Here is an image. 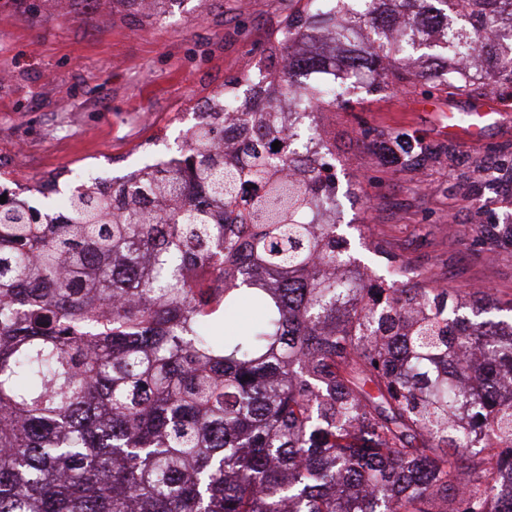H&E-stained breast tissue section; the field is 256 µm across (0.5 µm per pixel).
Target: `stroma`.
I'll return each instance as SVG.
<instances>
[{
	"label": "stroma",
	"mask_w": 512,
	"mask_h": 512,
	"mask_svg": "<svg viewBox=\"0 0 512 512\" xmlns=\"http://www.w3.org/2000/svg\"><path fill=\"white\" fill-rule=\"evenodd\" d=\"M286 0H169L150 22L116 0L89 19L32 15L0 7V168L26 185L57 184L67 173L120 179L177 156L199 102L247 70L273 39ZM416 95L351 91L346 110L319 116L336 135V221L383 240L434 285L481 290L512 300V248L472 247L478 221L506 223L512 182L503 181L484 211L451 193L447 165L415 177L383 166L361 139L362 127L404 128L443 140V115L416 108ZM484 140L455 144L461 161L512 147V103Z\"/></svg>",
	"instance_id": "stroma-1"
}]
</instances>
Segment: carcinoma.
Instances as JSON below:
<instances>
[{"instance_id":"cac0c4a2","label":"carcinoma","mask_w":512,"mask_h":512,"mask_svg":"<svg viewBox=\"0 0 512 512\" xmlns=\"http://www.w3.org/2000/svg\"><path fill=\"white\" fill-rule=\"evenodd\" d=\"M213 94L178 158L94 178L67 219L0 206V512H512V301L435 288L336 212V140L303 162L279 104L225 101L264 72L312 120L368 92L512 101V0H308ZM319 29L343 56L278 59ZM485 63L428 81L414 53ZM395 171L457 161L406 130L363 133ZM282 141L273 153L270 143ZM461 184L481 202L512 152ZM470 245L512 246V223ZM258 322L223 326L242 300Z\"/></svg>"}]
</instances>
